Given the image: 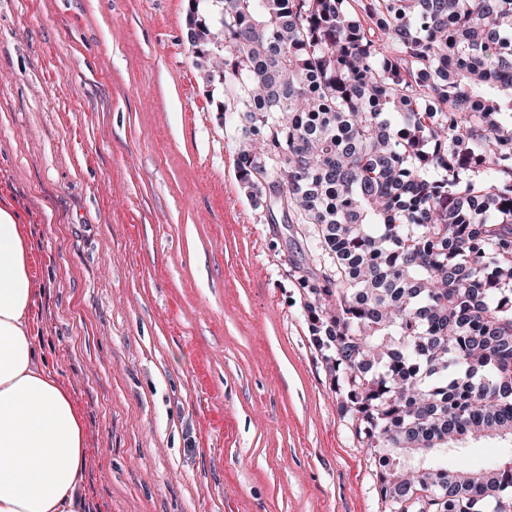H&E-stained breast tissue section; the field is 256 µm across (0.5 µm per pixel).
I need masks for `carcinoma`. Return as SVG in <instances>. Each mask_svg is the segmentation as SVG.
I'll return each mask as SVG.
<instances>
[{
    "label": "carcinoma",
    "mask_w": 512,
    "mask_h": 512,
    "mask_svg": "<svg viewBox=\"0 0 512 512\" xmlns=\"http://www.w3.org/2000/svg\"><path fill=\"white\" fill-rule=\"evenodd\" d=\"M188 0L236 177L292 264L387 512H512V0ZM464 446L466 448L463 453L467 465L474 469H483L488 462L504 457L507 453L505 447L510 448L511 443L509 438L490 436L468 439Z\"/></svg>",
    "instance_id": "cac0c4a2"
}]
</instances>
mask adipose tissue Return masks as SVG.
I'll return each instance as SVG.
<instances>
[{"label":"adipose tissue","instance_id":"1","mask_svg":"<svg viewBox=\"0 0 512 512\" xmlns=\"http://www.w3.org/2000/svg\"><path fill=\"white\" fill-rule=\"evenodd\" d=\"M36 285L15 213L0 207V512H83L84 423L33 342Z\"/></svg>","mask_w":512,"mask_h":512}]
</instances>
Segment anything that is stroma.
I'll use <instances>...</instances> for the list:
<instances>
[{
	"instance_id": "stroma-1",
	"label": "stroma",
	"mask_w": 512,
	"mask_h": 512,
	"mask_svg": "<svg viewBox=\"0 0 512 512\" xmlns=\"http://www.w3.org/2000/svg\"><path fill=\"white\" fill-rule=\"evenodd\" d=\"M187 9L0 0V203L83 417L84 512H383L289 275L311 242L238 182Z\"/></svg>"
}]
</instances>
